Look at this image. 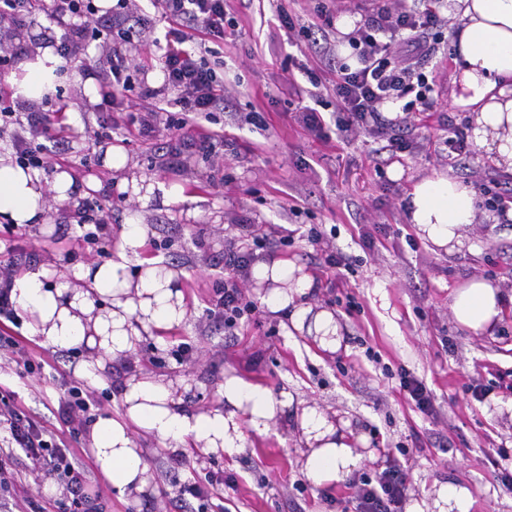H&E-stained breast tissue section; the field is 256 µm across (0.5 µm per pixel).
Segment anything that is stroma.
Wrapping results in <instances>:
<instances>
[{"label": "stroma", "mask_w": 512, "mask_h": 512, "mask_svg": "<svg viewBox=\"0 0 512 512\" xmlns=\"http://www.w3.org/2000/svg\"><path fill=\"white\" fill-rule=\"evenodd\" d=\"M319 0H226L237 21L224 34V110L216 120L235 143L224 154V180H210L213 161L194 157L183 162L172 150L173 134L156 133L134 145L123 144L124 129L112 131L110 144L90 145L84 133L96 126L99 112L84 93L83 74L63 75L56 82L69 103L68 121L77 136L62 167L73 173L86 198L112 209L106 236L120 240L130 214L149 227L139 259L158 258L180 272L188 313L163 342L150 339L126 357L108 362L99 386L98 414L122 413V388L128 375L162 376L189 411L223 405L225 378L237 376L266 387L286 400L281 417L259 434L244 429L238 453L190 449L181 456L166 451L163 441L134 429L143 448L152 487L138 498L122 497L98 473L89 434L73 446L88 469L92 488L102 492L104 512H171V502L190 473L221 469L224 512H329L325 495L350 496L344 480L321 486L302 471L304 413L316 410L336 426L353 430V446L362 461L357 474L375 475L390 461L404 458L409 469L406 503L420 502L424 512H438V490L446 484L467 486L471 512H512V493L494 477L487 455L512 451V224L478 206L474 224L462 230L460 245L444 248L422 239L405 217V196L421 177L448 174L492 196L506 173L496 170L487 151L473 147L454 162L442 145L439 117L469 123L470 114L452 104L454 65L452 28L435 29V50L424 61L434 80L433 116L416 130L409 151L376 173L373 138L360 131L323 143L295 120L300 100L282 90L299 65L317 67V53L300 30L279 27L278 7L310 23ZM261 113L265 126L244 123L246 113ZM121 148L134 171L149 181L183 189V201L168 207L144 204L138 195L118 199L119 177L101 161L106 147ZM46 223L16 228L7 249L30 258L21 271L54 270L55 285H74L73 268L92 263L82 230L71 207L47 193ZM299 204L300 214L289 211ZM262 225L265 232L291 230L287 245L257 251L256 261L288 259L312 275L307 297L313 312H329L339 330L336 349L322 348L315 333L294 329L290 309L271 312L261 291L245 286L256 305L252 322L239 336L226 338L206 312L209 282L224 273V252L239 248L242 227ZM320 225L323 237L309 242L305 231ZM349 256L351 269L323 272L326 253ZM484 279L507 299L501 319L491 329L473 332L458 326L451 311L454 288ZM355 309H348V302ZM14 336L35 368L17 373L0 366V382L16 391L29 412L57 404L78 368L93 361L84 347L57 356L35 336L28 317H21ZM184 345L190 358L179 361L170 349ZM373 349L380 362L369 361ZM426 382L435 410L424 414L399 391L398 369ZM407 455H399V448Z\"/></svg>", "instance_id": "1"}]
</instances>
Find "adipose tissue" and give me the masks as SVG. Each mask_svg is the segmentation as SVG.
I'll use <instances>...</instances> for the list:
<instances>
[{
	"mask_svg": "<svg viewBox=\"0 0 512 512\" xmlns=\"http://www.w3.org/2000/svg\"><path fill=\"white\" fill-rule=\"evenodd\" d=\"M456 89L454 105L471 110L476 144L494 156L497 167L512 172V0H452ZM59 58L52 46L38 47L20 63L15 83L25 99H41L52 87ZM477 194L465 182L442 174L417 180L408 193L406 214L418 234L444 247L457 241L462 226L476 218ZM0 221L23 226L46 221L41 174L0 156ZM147 227L130 216L127 232L112 259L81 267L80 285L53 288V272L41 269L16 278L11 291L18 306L32 318L34 335L59 348L83 345L101 357L127 355L144 336H162L181 325L186 316L184 296L176 289V274L154 260H144L138 283L127 275L129 256L141 248ZM256 278L271 281L266 299L271 311L291 309L293 322H302L309 309L295 305L313 286L286 260L259 263ZM504 298L499 288L480 279L454 289L451 310L455 322L483 332L500 317ZM225 405L204 413L187 411L171 396L164 379L139 377L127 382L121 418L97 420L91 430L92 456L99 474L122 496L145 493L150 476L131 430L140 428L166 441L171 453L190 448L232 452L242 425L265 431L281 414L283 404L270 391L238 377L224 382ZM301 426L307 450L303 472L314 484L342 478L359 464L350 440L325 416L310 411Z\"/></svg>",
	"mask_w": 512,
	"mask_h": 512,
	"instance_id": "adipose-tissue-1",
	"label": "adipose tissue"
}]
</instances>
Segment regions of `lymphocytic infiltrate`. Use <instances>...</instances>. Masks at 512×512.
<instances>
[{
	"instance_id": "obj_1",
	"label": "lymphocytic infiltrate",
	"mask_w": 512,
	"mask_h": 512,
	"mask_svg": "<svg viewBox=\"0 0 512 512\" xmlns=\"http://www.w3.org/2000/svg\"><path fill=\"white\" fill-rule=\"evenodd\" d=\"M438 2L427 0L424 7L409 9L380 5L365 15L348 39L356 65L339 61L330 66L340 119L328 125L321 112L305 106L297 116L302 128L325 142L335 131L362 130L382 140V152L392 158L409 150L411 130L423 123L425 112L433 105L432 85L418 59L432 50L431 32L447 22ZM152 5L168 27L163 37L151 41L158 55L148 54L137 62L132 61L130 50L150 30L149 16L128 9L113 15L103 29L94 0H0V27L24 25L36 13L63 23L55 48L66 60L75 59L90 42L111 40L107 65L96 73L104 89L101 111L125 113L128 127L140 134L175 130L188 154L218 156L224 135L212 129L210 121L213 112L224 106V79L219 74L224 66V0H152ZM398 39L412 47V54L397 55L394 42ZM16 59L10 47L0 44V125L14 126L11 145L19 163L48 174L54 170L53 159L69 149L68 105L58 93L46 97L45 111L21 113L8 83ZM155 62L160 63L163 75L157 87L143 79ZM408 94L413 95L417 112L395 123L384 119L381 106ZM246 232L248 244L225 253L224 276L207 298L214 318L223 321L228 336L236 335L256 310L243 290L255 250L274 245L273 239L254 225H247ZM12 399V392H0V432L7 434L6 448H0V491H10L16 484L7 465L20 452L35 483L49 479L65 483L72 498L67 503L56 502L57 512H99L100 496L88 493L87 472L65 440L33 415L15 408ZM96 407L94 390L84 384L71 387L60 399L57 413L67 423L70 437H77L95 421ZM407 480V470L395 461L375 476L349 480L351 500L334 497L330 503L337 512H402ZM223 483L220 470L192 476L180 486L177 502L192 507L193 512H212Z\"/></svg>"
}]
</instances>
